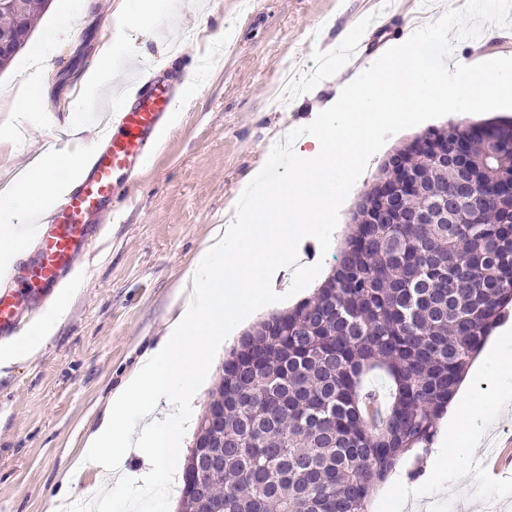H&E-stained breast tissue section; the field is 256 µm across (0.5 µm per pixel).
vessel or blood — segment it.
<instances>
[{
    "instance_id": "b4317fda",
    "label": "vessel or blood",
    "mask_w": 512,
    "mask_h": 512,
    "mask_svg": "<svg viewBox=\"0 0 512 512\" xmlns=\"http://www.w3.org/2000/svg\"><path fill=\"white\" fill-rule=\"evenodd\" d=\"M413 28L405 8L376 21L380 43L396 23ZM183 93L167 75L166 63L153 66L135 96L118 94L97 142L64 190L18 225L21 257L0 277V342L22 335L51 297L67 286L79 257L115 202L131 196L140 171L170 124Z\"/></svg>"
}]
</instances>
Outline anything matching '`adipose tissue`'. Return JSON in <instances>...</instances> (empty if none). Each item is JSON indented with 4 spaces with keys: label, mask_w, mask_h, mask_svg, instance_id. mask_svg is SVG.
<instances>
[{
    "label": "adipose tissue",
    "mask_w": 512,
    "mask_h": 512,
    "mask_svg": "<svg viewBox=\"0 0 512 512\" xmlns=\"http://www.w3.org/2000/svg\"><path fill=\"white\" fill-rule=\"evenodd\" d=\"M441 94L466 99L469 109H478L512 96V71L460 67L444 72L427 66L411 41L398 46L384 66L366 65L361 78L339 87L335 103L323 109L319 126L288 141L302 165L269 185L244 217L216 227L209 249L201 252L184 281L183 301L161 344L144 354L123 388L111 397L86 441L84 458L111 465L120 474L134 452L148 464L152 485L175 475L183 452L181 422L166 417L135 441L128 418H150L158 405L171 408L192 399L243 301L264 305L267 264L296 254L312 227L326 220L337 198L349 189L371 153L373 125L432 111ZM62 162V157L41 154L19 174L0 182V199L11 202L6 219L0 221V254L12 253L13 227L25 223L32 204L58 192L54 173Z\"/></svg>",
    "instance_id": "ef3b65f1"
}]
</instances>
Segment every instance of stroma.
<instances>
[{
	"mask_svg": "<svg viewBox=\"0 0 512 512\" xmlns=\"http://www.w3.org/2000/svg\"><path fill=\"white\" fill-rule=\"evenodd\" d=\"M430 16L437 30L417 45L432 67L445 69L469 57L490 67L505 59L489 41L512 43V0H483L481 14L462 0ZM137 13L138 0H53L27 46L0 71V172L27 161L32 146L71 133L74 117L104 110L103 98L126 74L127 64L177 54L176 70L194 88L179 104L178 118L141 172L133 194L100 238L78 260L80 280L66 295L56 331L30 357L0 365V512H45L47 498L68 493L97 473L81 456L88 433L101 419L142 355L155 347L178 307L186 270L215 225L228 212L250 207L282 134L317 126L346 77L323 51L371 34L373 0H162L158 16L142 18L105 86L82 89L83 77L101 65L106 25L118 4ZM232 32L217 40L220 29ZM291 62L301 92L288 108L268 104L279 67ZM40 86L38 112L14 111L21 84ZM512 118V100L476 113L440 96L434 112L400 125L380 122L368 168L353 187L361 193L385 157L412 136L451 119ZM352 201L338 207L301 246L312 268L336 263L348 232ZM474 398L472 445L461 464L479 472L485 457L512 448V373L488 360L470 381ZM416 454L408 452L395 473L370 495L367 512H394L404 498L432 512H465L466 503L495 497L499 512H512V471L482 497L458 491L457 473L435 468L408 479Z\"/></svg>",
	"mask_w": 512,
	"mask_h": 512,
	"instance_id": "stroma-1",
	"label": "stroma"
}]
</instances>
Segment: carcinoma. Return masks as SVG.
<instances>
[{"label":"carcinoma","mask_w":512,"mask_h":512,"mask_svg":"<svg viewBox=\"0 0 512 512\" xmlns=\"http://www.w3.org/2000/svg\"><path fill=\"white\" fill-rule=\"evenodd\" d=\"M428 130L402 151L429 191L366 193L390 224H353L327 285L256 322L222 366L217 448L182 476L186 512H366L412 449L429 451L468 364L512 312V123ZM391 382L381 405L372 372Z\"/></svg>","instance_id":"carcinoma-1"}]
</instances>
